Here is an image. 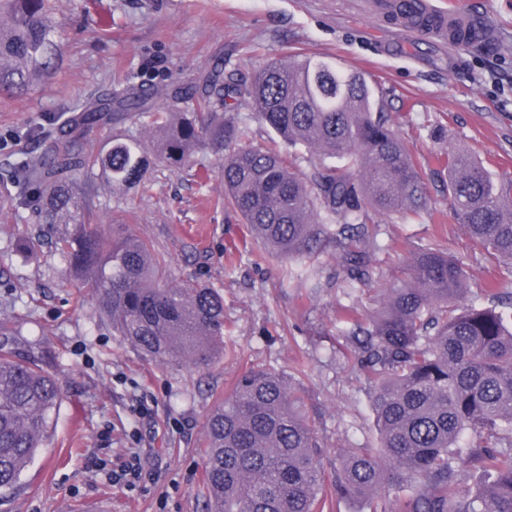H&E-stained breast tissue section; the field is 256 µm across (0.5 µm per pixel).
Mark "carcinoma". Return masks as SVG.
I'll return each instance as SVG.
<instances>
[{
  "label": "carcinoma",
  "mask_w": 512,
  "mask_h": 512,
  "mask_svg": "<svg viewBox=\"0 0 512 512\" xmlns=\"http://www.w3.org/2000/svg\"><path fill=\"white\" fill-rule=\"evenodd\" d=\"M62 52L50 0H0V95L36 85ZM244 94L283 142L323 160L305 169L296 152L246 143L234 117ZM154 97L131 77L112 79L72 108L61 137L11 164L15 193H6L40 224L76 225L56 234V252L83 272L100 318L147 362L211 361L224 349V297L173 283L149 242L97 230L96 179L135 185L150 160L133 139L90 151L86 129L146 118L154 160L174 170L207 147L224 154V194L255 238L288 260L316 261L333 245L336 280L349 297L380 273L381 228L368 211H430L418 162L360 73L296 55L266 65L246 90L216 67L174 88L163 109ZM186 99L191 112L181 107ZM445 165L450 213L512 278V190L467 152L448 151ZM469 289L465 264L427 246L405 278L381 290L375 316L344 306L342 334L371 381L380 448L338 459L336 497L376 500L379 512H512V321L500 310L512 306V292L487 286L483 304L467 305ZM17 340L14 325L0 322V491L17 487L62 400L55 375L18 354ZM321 455L300 387L277 372H244L207 419L209 512H325ZM461 462L492 473V482L460 493Z\"/></svg>",
  "instance_id": "carcinoma-1"
}]
</instances>
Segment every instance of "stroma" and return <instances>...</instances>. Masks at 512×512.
I'll use <instances>...</instances> for the list:
<instances>
[{
	"label": "stroma",
	"instance_id": "1",
	"mask_svg": "<svg viewBox=\"0 0 512 512\" xmlns=\"http://www.w3.org/2000/svg\"><path fill=\"white\" fill-rule=\"evenodd\" d=\"M488 20V44L449 52L423 35L400 41L399 26L365 0H57L65 33L59 72L27 93L0 98V180L19 150L115 74H133L168 104L166 89L220 64L240 87L262 65L293 53L319 55L362 72L422 168L433 209L448 208V150L481 158L512 181V0H435ZM220 159L200 151L179 171L154 164L136 187L98 181V223L115 235L152 242L181 284L203 282L224 295V352L205 370L155 364L99 318L98 301L56 252L31 216L0 207V321L20 331L17 351L43 358L59 380L54 432L0 512H207L200 448L216 396L245 369L287 374L303 368L305 409L324 446V467L354 448L379 444L371 387L351 354L341 323L345 302L336 262L319 258L327 286L310 295L300 263L261 248L224 205ZM383 274L359 292L362 315L400 276L418 247L437 243L467 266L480 299L487 283L512 286L501 264L485 258L453 218L381 216ZM140 462L130 490L112 472L126 453Z\"/></svg>",
	"mask_w": 512,
	"mask_h": 512
}]
</instances>
